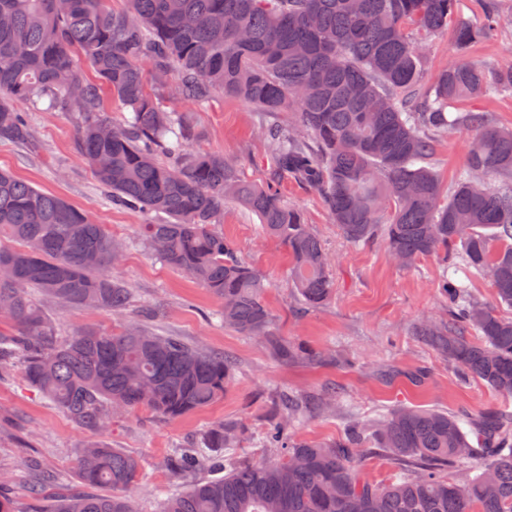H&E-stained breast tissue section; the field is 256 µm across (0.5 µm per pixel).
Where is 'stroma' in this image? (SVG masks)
Masks as SVG:
<instances>
[{
    "instance_id": "1",
    "label": "stroma",
    "mask_w": 512,
    "mask_h": 512,
    "mask_svg": "<svg viewBox=\"0 0 512 512\" xmlns=\"http://www.w3.org/2000/svg\"><path fill=\"white\" fill-rule=\"evenodd\" d=\"M500 28L473 44L469 59L491 66L512 65V0H495ZM166 109L188 115L201 137L193 148L220 153L249 181H265L267 147L258 132L263 115L241 99L218 93L205 104L164 100ZM33 144L0 142V167L87 210L117 240L126 242L116 271L134 290V309L156 307L153 323L162 334L178 336L233 359L237 370L224 397L210 406L174 420L138 407L116 417L103 431L73 423L58 407L24 382L19 367L0 379V476L19 512H29L28 486L41 473L55 474L46 497L79 488V452L89 441L139 455L146 480L133 492L142 512H161L168 493L176 490L165 463L180 448L191 446L218 422L242 423L247 435L229 449L236 462L271 460L276 451L264 447L265 431L279 395L304 394L333 387L370 421L398 405L448 412L477 411L503 405L501 396L477 381L462 380L447 361L417 341L412 326L448 316L438 282L440 260L426 258L409 268L396 265L384 239L353 245L339 233L319 193L288 180L281 191L299 209L334 260L335 290L320 307L303 304L288 281L286 248L264 231L259 218L238 203L224 205L222 229L235 239L244 260L264 279L265 302L274 332L281 339L331 352L330 363L280 361L268 346L225 327L216 318L217 300L185 274L165 266L139 245L140 227L150 217L112 205L75 148L71 116L64 112L30 111ZM470 132L455 130L440 138L434 169L443 184L455 182L466 165ZM45 309L63 333L78 328L109 331L120 318L95 309H72L46 303ZM346 425L342 414L307 417L293 428L297 440L332 442Z\"/></svg>"
}]
</instances>
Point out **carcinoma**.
I'll return each mask as SVG.
<instances>
[{
	"label": "carcinoma",
	"instance_id": "carcinoma-1",
	"mask_svg": "<svg viewBox=\"0 0 512 512\" xmlns=\"http://www.w3.org/2000/svg\"><path fill=\"white\" fill-rule=\"evenodd\" d=\"M0 0V141L29 143L17 104L76 116L75 145L112 204L164 220L143 224L140 243L219 301L224 325L265 343L283 362H320L324 352L273 335L266 284L220 226L224 202L257 215L291 257L289 281L312 307L335 283L330 259L279 182L316 189L350 243L384 234L402 267L424 257L447 263L438 283L448 321H422L413 335L463 377L512 397V316L474 298L459 272L488 277L497 307L512 310V129L487 111L448 105L512 91V66L487 69L460 58L419 86L428 41L451 31L465 51L486 36L456 18L455 0ZM92 69L97 80L86 75ZM153 85H148L146 73ZM107 87L129 116L112 121ZM217 92L262 112L272 177L249 184L216 153L190 149L199 131L161 105L167 96L201 104ZM297 106V121L281 115ZM474 132L452 190L430 167L438 138ZM0 374L21 362L26 384L74 423L102 431L144 406L176 419L212 404L233 381L222 352L155 333L145 308L112 332L64 336L34 294L70 308L121 315L133 289L111 276L124 245L89 213L0 169ZM336 389L282 401L264 433L284 454L239 464L214 454L242 434L220 422L197 448L169 460L181 479L201 468L224 476L169 494L162 512H512V411L452 414L403 406L351 420L334 443L296 441V421L336 407ZM364 448L395 467L377 485L360 476ZM141 460L90 442L79 478L94 491L52 498L33 512H139L127 494Z\"/></svg>",
	"mask_w": 512,
	"mask_h": 512
}]
</instances>
